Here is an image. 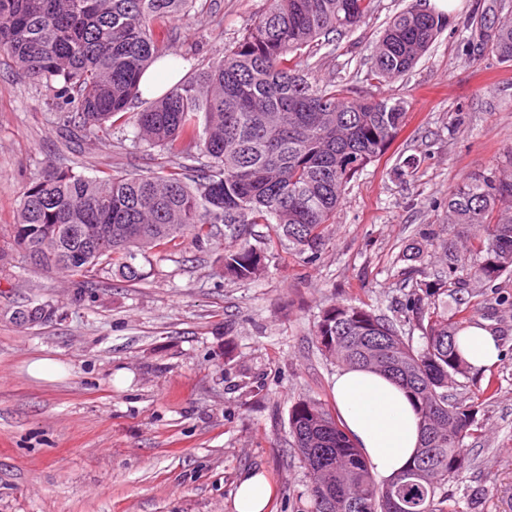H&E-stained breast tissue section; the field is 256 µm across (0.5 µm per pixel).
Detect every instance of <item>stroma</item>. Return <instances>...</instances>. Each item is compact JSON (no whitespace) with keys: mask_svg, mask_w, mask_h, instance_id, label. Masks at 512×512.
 Here are the masks:
<instances>
[{"mask_svg":"<svg viewBox=\"0 0 512 512\" xmlns=\"http://www.w3.org/2000/svg\"><path fill=\"white\" fill-rule=\"evenodd\" d=\"M409 0H375L366 22L316 55L319 79L353 94L403 101L407 121L387 152L353 179L319 258L306 262L264 224L260 279L225 278L224 227L210 238L149 250L144 277L103 274L80 288L11 247L23 186L46 160L86 173L155 169L158 150L130 141L70 139L45 89L0 53V512H235L241 474L265 471L269 512H307L308 474L288 429L300 399L332 403L338 363L313 335L334 303L398 320L422 274L449 279L448 254L473 232L448 223V190L489 174L512 176V62L468 54L447 28L405 76L370 79L368 60L387 22ZM266 0H217L202 23H185L183 70L239 38ZM422 245L420 260L405 259ZM50 303L52 320L15 321ZM476 320L502 357L469 373L453 397L473 406L468 465L448 486L458 512H512V278L477 287ZM51 360L44 376L31 363Z\"/></svg>","mask_w":512,"mask_h":512,"instance_id":"1","label":"stroma"}]
</instances>
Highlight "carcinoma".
<instances>
[{"label":"carcinoma","instance_id":"cac0c4a2","mask_svg":"<svg viewBox=\"0 0 512 512\" xmlns=\"http://www.w3.org/2000/svg\"><path fill=\"white\" fill-rule=\"evenodd\" d=\"M215 0H0V52L28 81L67 110L83 137L119 132L132 147L174 157L156 172L94 175L46 162L24 186L12 237L30 263L82 277L89 288L99 272L129 281L144 276L139 256L153 248L210 235L224 225V273L254 281L266 256L249 244L245 227L268 224L275 235L313 260L348 183L388 149L405 124L402 102L348 96L322 83L301 60L314 47L363 24L372 0H268V6L231 46L156 99L143 96V73L161 62L168 70L188 57L175 51V21L197 20ZM455 20L411 0L390 21L370 58L379 79L405 75L435 37ZM466 44L512 62V13L490 23L476 6L461 22ZM142 109L130 111L132 102ZM448 221L479 235L473 264L453 255V316L438 303L446 282L428 275L402 311L421 330L420 344L400 326L356 305L326 307L315 325L321 352L344 366L375 368L411 395L422 444L413 463L380 486L341 426L315 400L289 410L295 452L308 475L310 512H456L445 487L468 461L463 439L475 411L449 397L469 366L454 335L469 319L473 282L512 276V176H482L448 192ZM54 307L18 312L25 324L51 320Z\"/></svg>","mask_w":512,"mask_h":512}]
</instances>
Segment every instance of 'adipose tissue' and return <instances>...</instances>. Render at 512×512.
<instances>
[{"instance_id":"1","label":"adipose tissue","mask_w":512,"mask_h":512,"mask_svg":"<svg viewBox=\"0 0 512 512\" xmlns=\"http://www.w3.org/2000/svg\"><path fill=\"white\" fill-rule=\"evenodd\" d=\"M455 340L472 370L498 363L500 350L486 323L459 327ZM332 394L336 412L373 478L388 483L409 465L420 443L419 416L408 393L378 372L345 367L334 377ZM273 494L264 472L247 471L237 483L235 512H266Z\"/></svg>"}]
</instances>
